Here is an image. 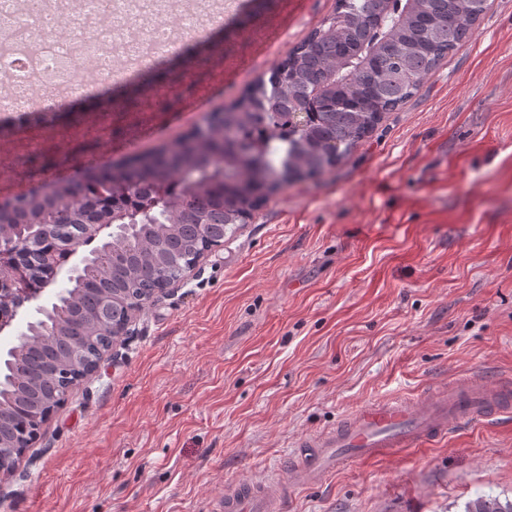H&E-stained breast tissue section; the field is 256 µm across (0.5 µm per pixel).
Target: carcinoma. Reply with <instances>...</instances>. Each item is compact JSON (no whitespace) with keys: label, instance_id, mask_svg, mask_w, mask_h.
<instances>
[{"label":"carcinoma","instance_id":"obj_1","mask_svg":"<svg viewBox=\"0 0 512 512\" xmlns=\"http://www.w3.org/2000/svg\"><path fill=\"white\" fill-rule=\"evenodd\" d=\"M474 0H336L276 71L215 116L206 136L118 164L48 181L0 205L2 224H49L37 244L0 239L10 282L32 294L56 283L44 254L85 224H133L112 248L89 251L52 301L39 305L0 360V465L34 443L33 421L57 411L112 343L110 330L147 304L148 289L175 280L208 247L212 230L232 234L255 202L336 166L411 98L421 80L466 37ZM112 300L101 320L97 306ZM465 512H512V501L480 495Z\"/></svg>","mask_w":512,"mask_h":512}]
</instances>
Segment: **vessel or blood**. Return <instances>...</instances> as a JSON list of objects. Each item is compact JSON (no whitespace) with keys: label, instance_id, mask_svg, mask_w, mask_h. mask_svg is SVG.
<instances>
[{"label":"vessel or blood","instance_id":"vessel-or-blood-1","mask_svg":"<svg viewBox=\"0 0 512 512\" xmlns=\"http://www.w3.org/2000/svg\"><path fill=\"white\" fill-rule=\"evenodd\" d=\"M512 411V390L474 376L412 401L364 406L335 427L301 442L286 480H242L213 500V512H281L289 486L314 485L331 470L387 450L414 448L458 424Z\"/></svg>","mask_w":512,"mask_h":512}]
</instances>
